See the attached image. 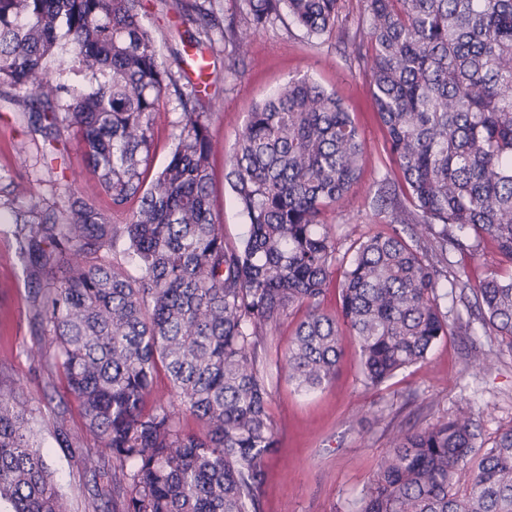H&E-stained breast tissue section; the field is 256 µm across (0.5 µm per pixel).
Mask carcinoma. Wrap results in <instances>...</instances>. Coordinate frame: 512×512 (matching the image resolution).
<instances>
[{"label": "carcinoma", "instance_id": "obj_1", "mask_svg": "<svg viewBox=\"0 0 512 512\" xmlns=\"http://www.w3.org/2000/svg\"><path fill=\"white\" fill-rule=\"evenodd\" d=\"M245 2L239 26L211 0H173L195 32L168 63L144 0H0V86L25 93L28 124L52 148L79 132L109 201L90 204L71 183L59 201L29 182L0 187V221L13 225L19 255L61 273L34 292L36 331L112 458L104 477L121 512H259L276 439L256 346L296 308L307 313L285 368L305 391L336 375L346 333L369 385L425 360L448 334L442 305L458 288L512 350V0H365V40L352 46L402 189L375 183L373 208L391 219L342 254L324 215L360 179L363 142L336 91L307 75L257 104L233 148L226 178L248 219L244 238L227 241L215 220L208 65L191 79L188 50L219 40L238 60L285 14L311 40H346L341 0ZM70 64L83 84L63 78ZM165 97L181 121L149 181ZM119 213L128 220L112 223ZM488 241L502 267L474 286L448 254ZM121 242L134 276L112 257ZM335 275L340 307L328 315L321 305ZM160 365L200 433L182 429L171 403L144 408ZM37 422L24 392L0 383V502L66 512ZM478 436L467 408L399 431L355 512H512V427L489 448Z\"/></svg>", "mask_w": 512, "mask_h": 512}]
</instances>
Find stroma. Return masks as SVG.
Returning <instances> with one entry per match:
<instances>
[{
  "instance_id": "stroma-1",
  "label": "stroma",
  "mask_w": 512,
  "mask_h": 512,
  "mask_svg": "<svg viewBox=\"0 0 512 512\" xmlns=\"http://www.w3.org/2000/svg\"><path fill=\"white\" fill-rule=\"evenodd\" d=\"M148 22L155 30L162 55L180 45L182 27L163 0H144ZM209 93L218 116L212 125L214 161V215L228 240H241L247 220L233 200L225 179L234 145L249 112L279 85L298 73L309 74L326 88L336 90L357 125L364 145V173L326 217L338 249L389 221L370 205L375 180L400 173L387 149L369 89L367 68L351 48L331 38L311 42L288 21H278L255 35L244 63L236 70L224 67L223 54L206 53ZM49 145L31 133L13 90L0 86V180L23 176L40 186L46 198L57 194V179L75 177L89 203L104 206L97 181L77 140L65 154L66 171H51L42 154ZM26 270L7 225L0 224V378L16 383L34 407H43L52 395L57 425L43 429L45 460L54 479L68 494L67 512H93L112 498V491L93 470L86 468L87 452L95 454V468L110 469L112 459L89 432L84 413L69 394L62 375L47 365L50 345L35 331ZM298 308L264 339L270 363L271 396L268 411L274 422L277 447L269 457L260 491L261 512H352L361 490L374 474L395 432L425 427L470 408L483 441L512 425V350L494 333L460 329L469 313L455 302L449 314L447 336L427 358L378 386L365 385L359 347L343 338V357L329 384L305 394L289 381L275 362L284 358L298 323ZM492 354L494 363L479 366L476 352Z\"/></svg>"
}]
</instances>
